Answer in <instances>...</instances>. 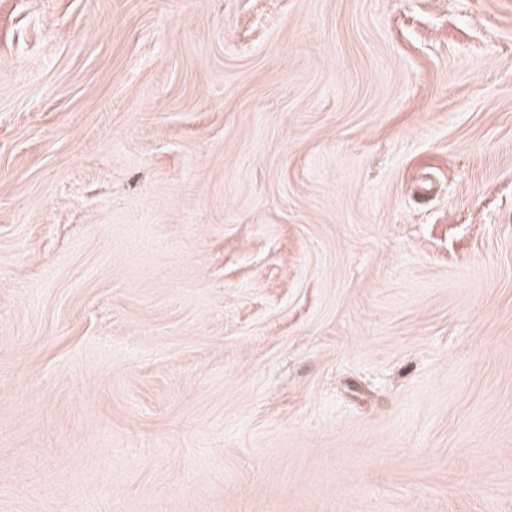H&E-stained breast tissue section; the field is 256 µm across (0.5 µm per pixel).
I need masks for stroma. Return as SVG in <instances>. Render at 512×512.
Masks as SVG:
<instances>
[{
    "instance_id": "35a3bbf8",
    "label": "stroma",
    "mask_w": 512,
    "mask_h": 512,
    "mask_svg": "<svg viewBox=\"0 0 512 512\" xmlns=\"http://www.w3.org/2000/svg\"><path fill=\"white\" fill-rule=\"evenodd\" d=\"M0 512H512V0H0Z\"/></svg>"
}]
</instances>
